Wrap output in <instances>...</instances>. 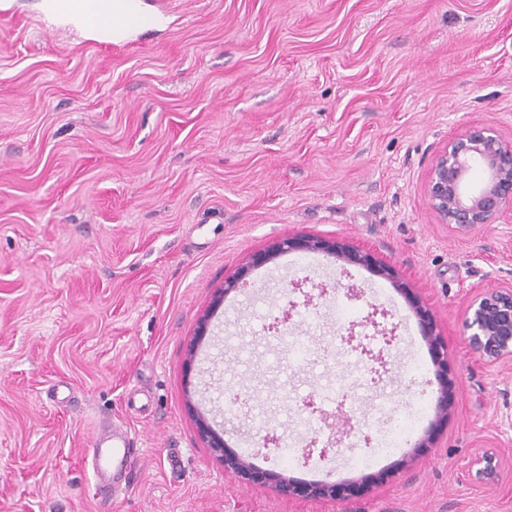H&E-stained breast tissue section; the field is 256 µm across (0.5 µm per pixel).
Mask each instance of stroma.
<instances>
[{"instance_id":"obj_1","label":"stroma","mask_w":512,"mask_h":512,"mask_svg":"<svg viewBox=\"0 0 512 512\" xmlns=\"http://www.w3.org/2000/svg\"><path fill=\"white\" fill-rule=\"evenodd\" d=\"M10 2L0 512H512V477L461 469L480 448L512 453V366H488L463 326L472 297L512 285V213L462 236L426 201L467 126L512 142V0H141L163 21L121 47L49 26L43 0ZM301 234L374 254L420 297L448 344L446 418L395 281L323 253L249 266ZM326 383L344 403L304 410ZM419 396L410 443L381 451ZM324 411L354 429L322 456L308 445L331 437ZM202 417L252 478L225 471ZM111 427L141 441L115 488L84 455ZM316 482L341 493L304 495Z\"/></svg>"}]
</instances>
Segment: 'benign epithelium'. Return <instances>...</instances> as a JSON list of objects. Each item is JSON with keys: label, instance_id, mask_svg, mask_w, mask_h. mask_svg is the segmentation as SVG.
<instances>
[{"label": "benign epithelium", "instance_id": "1", "mask_svg": "<svg viewBox=\"0 0 512 512\" xmlns=\"http://www.w3.org/2000/svg\"><path fill=\"white\" fill-rule=\"evenodd\" d=\"M479 168L485 175L477 188L469 185V175ZM427 201L443 224L458 234L467 235L482 224H491L507 210L512 211V143L505 142L492 128L470 126L451 139L433 159L427 184ZM301 250L330 252L340 260L374 268L387 279L393 278L390 267L371 254L358 250H338L329 242L313 236L288 238L272 252L258 255L251 264L258 266L279 252ZM411 305L419 319L421 333L429 342L438 368L439 387L436 411L448 415V345L436 333L428 309L417 299ZM466 341L488 365L512 363V286L494 288L475 296L464 319ZM208 446L224 461V469L250 476L251 463L226 451L224 438L212 430L206 419L200 420ZM503 458L491 449L480 450L465 463L462 470L479 485H490L501 476Z\"/></svg>", "mask_w": 512, "mask_h": 512}]
</instances>
